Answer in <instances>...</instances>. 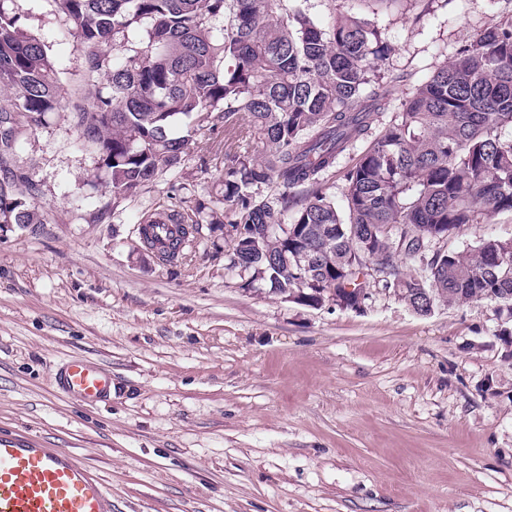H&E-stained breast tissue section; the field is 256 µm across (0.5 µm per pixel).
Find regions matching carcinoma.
Returning a JSON list of instances; mask_svg holds the SVG:
<instances>
[{
    "instance_id": "cac0c4a2",
    "label": "carcinoma",
    "mask_w": 512,
    "mask_h": 512,
    "mask_svg": "<svg viewBox=\"0 0 512 512\" xmlns=\"http://www.w3.org/2000/svg\"><path fill=\"white\" fill-rule=\"evenodd\" d=\"M17 0H0V223L42 224L31 206L38 187L7 155L16 115L39 126L71 115L106 171L116 204L164 168L181 165L185 145L218 124L245 142L225 154L224 208L245 234L228 266L250 265L284 293L302 266L317 270L327 299L359 281L377 259L394 292L416 313L420 289L433 305L485 301L512 307V245L497 238L467 250H437L468 224L512 212V18L467 39L457 57L418 85L394 122L373 133L387 105L375 75L389 44L371 21L340 15L325 26L292 0H53L84 44L85 67L105 81L93 102H64L43 41L22 29ZM126 47L117 68L109 42ZM344 173V208L323 174L359 140ZM264 147L261 159L252 142ZM275 185L278 192L262 195ZM297 224L293 236L271 228ZM224 223L204 203L145 220L156 256L171 262L202 222ZM266 241L269 256L250 247ZM425 266L405 272L402 261Z\"/></svg>"
}]
</instances>
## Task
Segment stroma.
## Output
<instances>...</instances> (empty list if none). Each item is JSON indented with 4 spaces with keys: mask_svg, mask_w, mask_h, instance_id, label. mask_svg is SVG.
<instances>
[{
    "mask_svg": "<svg viewBox=\"0 0 512 512\" xmlns=\"http://www.w3.org/2000/svg\"><path fill=\"white\" fill-rule=\"evenodd\" d=\"M18 5L65 92L94 98L53 0ZM301 5L383 29L384 127L462 42L512 16V0ZM224 150L223 127L201 131L101 221L106 173L69 113L22 126L10 166L37 183L46 221L0 235V428L80 454L112 512H512V354L495 306L421 316L382 290L351 309L246 289L213 224L174 262L141 252L140 223L170 199L223 212ZM489 237L512 238V213L448 247ZM71 356L111 368V402L57 389Z\"/></svg>",
    "mask_w": 512,
    "mask_h": 512,
    "instance_id": "35a3bbf8",
    "label": "stroma"
}]
</instances>
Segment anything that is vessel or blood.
<instances>
[{"mask_svg":"<svg viewBox=\"0 0 512 512\" xmlns=\"http://www.w3.org/2000/svg\"><path fill=\"white\" fill-rule=\"evenodd\" d=\"M55 380L83 404L112 398V371L96 362L70 358ZM0 512H112V495L77 453L0 428Z\"/></svg>","mask_w":512,"mask_h":512,"instance_id":"1","label":"vessel or blood"}]
</instances>
